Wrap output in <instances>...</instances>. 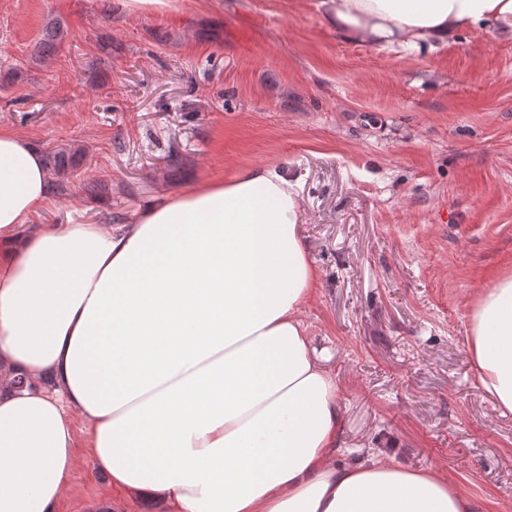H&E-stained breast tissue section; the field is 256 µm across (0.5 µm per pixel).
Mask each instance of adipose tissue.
<instances>
[{"label": "adipose tissue", "instance_id": "1", "mask_svg": "<svg viewBox=\"0 0 512 512\" xmlns=\"http://www.w3.org/2000/svg\"><path fill=\"white\" fill-rule=\"evenodd\" d=\"M347 39L433 50L512 39V0H318ZM299 182L255 165L130 224H38L41 148L0 129V512H57L86 446L113 488L166 512H479L436 471L339 466L335 376L301 317L319 274ZM469 357L512 413V276L470 308Z\"/></svg>", "mask_w": 512, "mask_h": 512}]
</instances>
